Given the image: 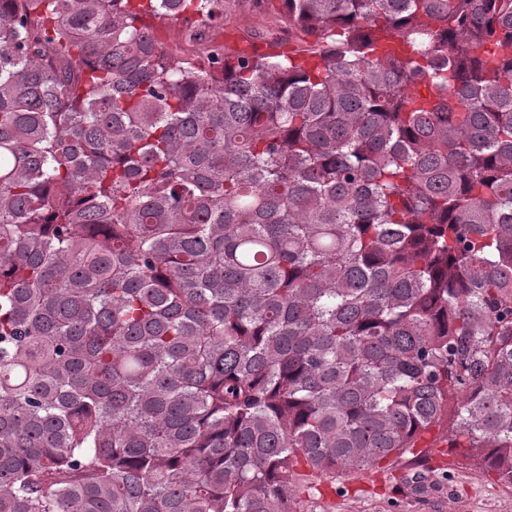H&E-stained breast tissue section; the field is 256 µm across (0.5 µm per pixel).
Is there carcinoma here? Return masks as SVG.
Instances as JSON below:
<instances>
[{"label": "carcinoma", "instance_id": "obj_1", "mask_svg": "<svg viewBox=\"0 0 512 512\" xmlns=\"http://www.w3.org/2000/svg\"><path fill=\"white\" fill-rule=\"evenodd\" d=\"M0 0V512H297L448 447L512 486V0ZM286 29L284 21L271 10L262 14L251 2H231V5H226L224 23L206 31L202 41L214 40L228 51L250 52L253 47L266 51L268 42L288 37V33L283 32ZM255 33H260V36H255ZM187 23L183 20L177 22L170 20L156 21L154 23L155 32L166 48H177L183 46L188 40L185 34Z\"/></svg>", "mask_w": 512, "mask_h": 512}]
</instances>
